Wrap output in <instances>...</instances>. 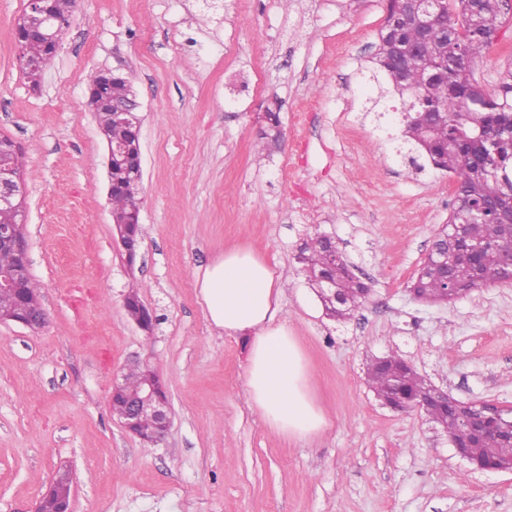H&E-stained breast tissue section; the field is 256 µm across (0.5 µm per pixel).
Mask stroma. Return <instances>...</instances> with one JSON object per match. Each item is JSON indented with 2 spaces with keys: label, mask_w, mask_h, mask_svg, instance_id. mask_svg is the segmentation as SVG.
<instances>
[{
  "label": "stroma",
  "mask_w": 512,
  "mask_h": 512,
  "mask_svg": "<svg viewBox=\"0 0 512 512\" xmlns=\"http://www.w3.org/2000/svg\"><path fill=\"white\" fill-rule=\"evenodd\" d=\"M27 0H0V137L25 161L31 275L47 322L0 323V512H34L55 471L73 512H512V470L474 471L421 412L381 404L370 359L398 353L461 402L512 406V284L445 304L411 282L448 223L453 176L411 174L389 127L365 116L364 66L386 0H77L39 86L14 42ZM512 62V13L474 76L493 89ZM128 75L141 103L143 237L113 240L108 147L91 77ZM280 108L263 155V115ZM339 242L369 299L343 323L294 256ZM233 246L286 280L278 319L298 336L329 420L305 440L273 433L245 392L248 345L212 326L202 272ZM158 318L145 335L130 289ZM133 360L158 372L171 427L145 447L110 407Z\"/></svg>",
  "instance_id": "35a3bbf8"
}]
</instances>
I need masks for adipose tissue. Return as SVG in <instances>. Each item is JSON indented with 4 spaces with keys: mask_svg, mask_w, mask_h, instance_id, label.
Listing matches in <instances>:
<instances>
[{
    "mask_svg": "<svg viewBox=\"0 0 512 512\" xmlns=\"http://www.w3.org/2000/svg\"><path fill=\"white\" fill-rule=\"evenodd\" d=\"M282 295L281 274L245 247L225 250L201 279L210 322L225 335L248 341L245 386L252 406L275 433L308 439L328 420L310 395L297 336L277 320Z\"/></svg>",
    "mask_w": 512,
    "mask_h": 512,
    "instance_id": "1",
    "label": "adipose tissue"
}]
</instances>
